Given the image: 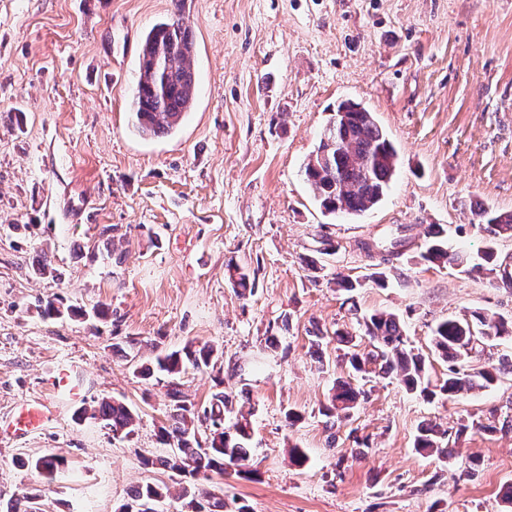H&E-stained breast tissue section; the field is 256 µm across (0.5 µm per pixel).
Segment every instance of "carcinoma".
<instances>
[{
  "label": "carcinoma",
  "mask_w": 512,
  "mask_h": 512,
  "mask_svg": "<svg viewBox=\"0 0 512 512\" xmlns=\"http://www.w3.org/2000/svg\"><path fill=\"white\" fill-rule=\"evenodd\" d=\"M195 46L190 27L181 10L153 25L143 38L139 77L132 99L133 131L142 138L169 135L191 111L197 95V79L193 68ZM333 120L324 131L319 144L304 167V174L317 192L320 207L328 214L360 215L380 203L390 189L397 169V151L372 112L358 102L342 101ZM478 228L485 233L484 246L478 258L448 252L446 229L430 224L425 231L426 244L419 257L430 265L452 264L468 274L486 278L496 287H512V265L499 258L497 238L512 235V213H498L481 206L473 209ZM233 288L245 294L253 288L247 267L231 260L227 264ZM364 334L376 341L367 353L357 349L355 337L336 331V342L345 347L344 357L352 375L360 379L393 375L406 391L417 393L427 400L437 395L458 396L476 389L493 386L500 376L512 373V360H501L491 369L470 371L466 363L484 351L487 342L512 338V323L502 317L474 311L468 318L448 319L439 323L432 334V344L448 362L447 377L433 385L427 378L426 361L422 354L406 347L403 328L397 315L384 312L364 314L351 306ZM44 314L61 317L65 314L86 316L80 308L61 309V301L47 299ZM217 351L211 346H186L181 350L159 354L152 365H143L139 374L145 378L158 370L167 375L165 395L168 398L166 423L159 431L162 444L172 448L159 464L180 476L177 499L189 512H225L224 499L214 496L195 481L200 474H224L228 469L238 477L249 478L254 471L250 461V421L244 411L231 424L229 397L217 393L201 408L184 395L180 375L192 367H210ZM363 391L351 380H336L331 396V408L326 415L347 419L360 403ZM90 417L112 431V435H128L134 415L121 401L102 398L94 402L92 412L82 409L77 419ZM210 426V437L201 444L197 423ZM448 431L432 423L418 429L414 448L419 453H435L444 457L451 450L444 445ZM47 478L64 466V460L43 456L29 462ZM170 495L166 486L145 483L134 490L133 500L158 512V505ZM42 494L25 492L10 502L6 512H42Z\"/></svg>",
  "instance_id": "1"
}]
</instances>
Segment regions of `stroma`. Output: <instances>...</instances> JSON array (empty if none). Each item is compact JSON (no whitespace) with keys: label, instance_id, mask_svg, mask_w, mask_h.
Wrapping results in <instances>:
<instances>
[{"label":"stroma","instance_id":"1","mask_svg":"<svg viewBox=\"0 0 512 512\" xmlns=\"http://www.w3.org/2000/svg\"><path fill=\"white\" fill-rule=\"evenodd\" d=\"M177 10L195 43L197 97L175 133L145 139L130 119L140 42ZM348 99L374 112L398 164L375 208L331 216L303 166ZM478 206L512 212V0H0V418L44 397L62 365L86 391L79 404L57 400L40 433L0 438V507L42 488L24 462L45 455L66 465L44 512H119L143 482L175 484L143 464L170 452L158 439L167 399L137 367L207 343L219 359L184 376L189 400L221 390L254 407L256 478L206 482L225 502L512 512L501 500L512 483V431L501 429L511 374L434 401L376 377L350 418L324 414L348 375L335 331L372 347L350 302L396 313L433 381L448 372L431 345L438 322L474 311L512 320V288L416 260L431 224L447 227L451 250L476 253ZM403 234L413 246L392 262L362 248ZM324 239L334 254L317 255ZM43 256L52 272L40 276ZM231 260L248 267L251 294L230 285ZM340 274L361 288L337 290ZM54 296L106 317H44L40 303ZM103 397L133 411L128 438L76 420ZM290 410L301 415L292 425ZM427 422L448 429L454 456L415 451ZM461 453L476 459L472 472Z\"/></svg>","mask_w":512,"mask_h":512}]
</instances>
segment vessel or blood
Returning <instances> with one entry per match:
<instances>
[{"label":"vessel or blood","instance_id":"obj_1","mask_svg":"<svg viewBox=\"0 0 512 512\" xmlns=\"http://www.w3.org/2000/svg\"><path fill=\"white\" fill-rule=\"evenodd\" d=\"M49 394L40 401L16 404L7 418L0 420V435L27 437L38 433L51 420L54 409V397L66 394L73 401L83 398L81 388L75 383L70 368H58L48 382Z\"/></svg>","mask_w":512,"mask_h":512}]
</instances>
